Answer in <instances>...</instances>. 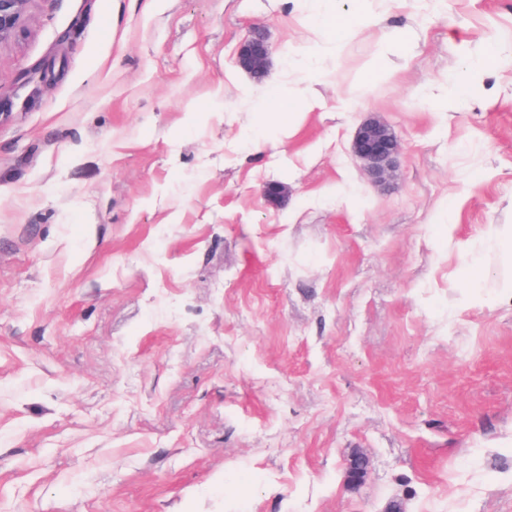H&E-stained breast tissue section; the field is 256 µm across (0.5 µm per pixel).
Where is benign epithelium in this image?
<instances>
[{"label":"benign epithelium","mask_w":512,"mask_h":512,"mask_svg":"<svg viewBox=\"0 0 512 512\" xmlns=\"http://www.w3.org/2000/svg\"><path fill=\"white\" fill-rule=\"evenodd\" d=\"M28 2L30 0H0V43L16 39L23 34ZM269 57L270 48L266 38L262 33L253 31L239 45L237 64L259 80L267 70ZM353 150L378 181L387 182L394 178V162L401 151V143L387 125L377 120L363 122L355 136ZM287 195L288 186L282 183H268L263 187V196L273 205L284 201ZM367 467L368 461L365 456H352L346 464L348 484L358 485Z\"/></svg>","instance_id":"7a95c632"}]
</instances>
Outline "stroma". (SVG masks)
<instances>
[{"mask_svg": "<svg viewBox=\"0 0 512 512\" xmlns=\"http://www.w3.org/2000/svg\"><path fill=\"white\" fill-rule=\"evenodd\" d=\"M328 7L377 27L339 49L308 0H30L0 43V512H512V69L474 67L512 62V0ZM284 83L297 115L255 148ZM369 116L403 148L385 187L351 150ZM269 57L270 48L266 38L259 31H253L239 45L237 64L259 80L267 70ZM288 98V86H276L269 91L268 97L257 105V112L260 118V127L254 132V140L259 143L260 131L267 122L290 124L295 112H278V106Z\"/></svg>", "mask_w": 512, "mask_h": 512, "instance_id": "obj_1", "label": "stroma"}]
</instances>
